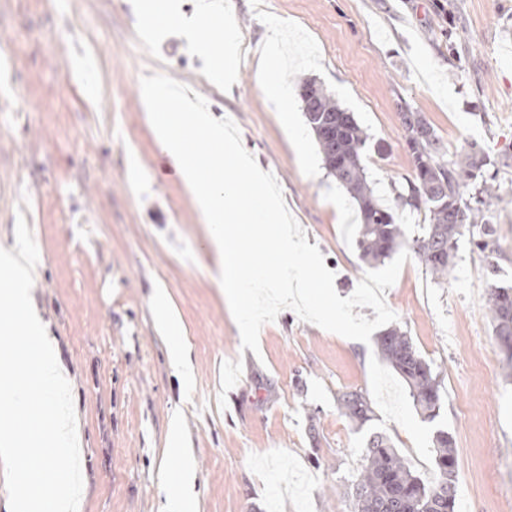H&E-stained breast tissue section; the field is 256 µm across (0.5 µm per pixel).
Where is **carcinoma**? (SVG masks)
Returning a JSON list of instances; mask_svg holds the SVG:
<instances>
[{"label":"carcinoma","instance_id":"obj_1","mask_svg":"<svg viewBox=\"0 0 512 512\" xmlns=\"http://www.w3.org/2000/svg\"><path fill=\"white\" fill-rule=\"evenodd\" d=\"M299 95L308 125L315 134L326 169L358 206L360 224L357 247L363 262L376 267L406 243L398 212H423L428 223L413 239V249L429 273L445 279L457 256L458 241L469 236L487 257L497 253L495 229L489 217L497 199L487 171L496 161L473 145L446 161L445 146L420 112L402 113L406 144L412 158L413 175L394 197V205L383 204L367 179L362 150L368 135L353 113L342 108L313 79L299 84ZM488 312L501 348L512 358V285L496 280L497 267H487ZM382 358L404 379L421 416L432 422L440 416L443 402L438 374L416 351L399 326L380 332L377 340ZM338 412L364 426L372 420L371 402L360 391L337 396ZM434 464L439 480L428 485L415 475L386 436L373 433L365 448L357 479L346 488L356 512H455L457 455L453 436L436 432Z\"/></svg>","mask_w":512,"mask_h":512}]
</instances>
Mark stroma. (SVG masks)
Instances as JSON below:
<instances>
[{"label":"stroma","mask_w":512,"mask_h":512,"mask_svg":"<svg viewBox=\"0 0 512 512\" xmlns=\"http://www.w3.org/2000/svg\"><path fill=\"white\" fill-rule=\"evenodd\" d=\"M139 0H0V248L25 219L38 248L31 295L74 379L86 487L81 512H162L182 468L167 452L180 417L194 459L193 512H354L341 487L384 433L425 483L433 436L456 439L455 512H512V376L493 333L485 257L459 241L448 279L411 255L387 306L440 373L444 410L422 420L376 344L283 310L241 337L210 270L209 228L155 138L142 77L170 76L231 118L281 186L287 209L350 296L368 270L357 205L325 168L298 83L313 78L366 130L363 163L384 204L412 174L402 107L423 113L456 155L500 159L492 222L498 275L512 285V0H224L240 52L232 88L213 83L185 39L142 40ZM281 45L283 112L256 75ZM164 290L195 371L183 385L154 308ZM363 392L374 417L337 410ZM336 400L338 412L349 421L363 427L372 420L371 402L362 392H342Z\"/></svg>","instance_id":"obj_1"}]
</instances>
